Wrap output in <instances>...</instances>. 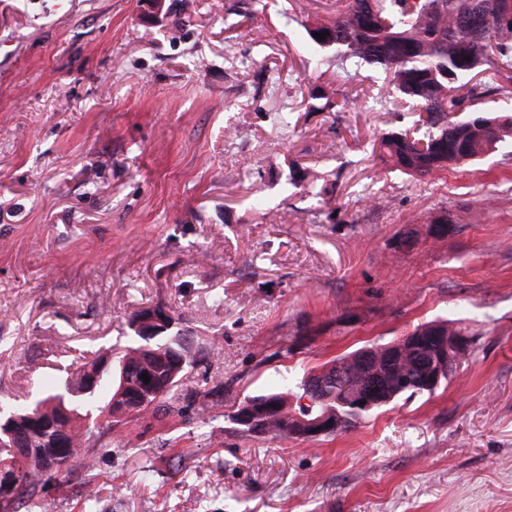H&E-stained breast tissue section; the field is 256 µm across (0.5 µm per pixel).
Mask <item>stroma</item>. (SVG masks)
I'll use <instances>...</instances> for the list:
<instances>
[{"instance_id":"stroma-1","label":"stroma","mask_w":512,"mask_h":512,"mask_svg":"<svg viewBox=\"0 0 512 512\" xmlns=\"http://www.w3.org/2000/svg\"><path fill=\"white\" fill-rule=\"evenodd\" d=\"M165 5L0 0V399L122 353L145 307L192 342L184 388L224 385L202 416H120L92 470L47 485L53 512H512V155L384 170L380 137L414 113L300 45L336 0ZM316 85L338 109L311 111ZM446 318L480 340L433 394L313 441L234 419L274 380Z\"/></svg>"}]
</instances>
